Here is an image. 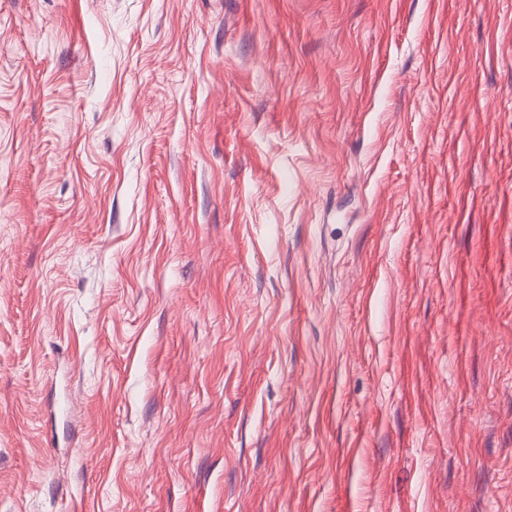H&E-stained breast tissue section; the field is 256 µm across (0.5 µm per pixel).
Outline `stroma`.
<instances>
[{"instance_id":"35a3bbf8","label":"stroma","mask_w":512,"mask_h":512,"mask_svg":"<svg viewBox=\"0 0 512 512\" xmlns=\"http://www.w3.org/2000/svg\"><path fill=\"white\" fill-rule=\"evenodd\" d=\"M0 512H512V0H0Z\"/></svg>"}]
</instances>
